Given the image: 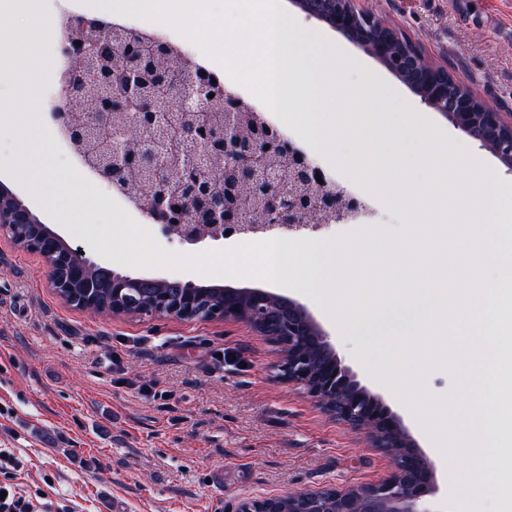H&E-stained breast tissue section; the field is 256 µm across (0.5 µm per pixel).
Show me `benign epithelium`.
<instances>
[{
	"mask_svg": "<svg viewBox=\"0 0 512 512\" xmlns=\"http://www.w3.org/2000/svg\"><path fill=\"white\" fill-rule=\"evenodd\" d=\"M309 16L327 20L340 34L378 59L421 102L448 117L467 137L512 169V114L498 111L461 86L448 102V70L420 51L391 56V38L369 40L371 15L355 0H342L327 16L314 0H297ZM66 63L54 124L83 164L108 188L132 202L151 224L182 244L220 240L257 230L309 229L348 222L368 213L366 202L340 189L287 136L266 125L245 127L240 99L210 74L175 53L164 40L131 30L117 38L98 19L67 21L59 28ZM224 111L205 112L210 98ZM27 212L0 197V235L46 256L53 241L33 247L18 229ZM98 264L49 265L52 288L90 281ZM143 278L112 273V314L134 296ZM148 316L187 322L224 321L264 327L262 335L288 338L276 378L303 388L325 412L366 434L390 459V475L377 484L302 490L243 499L237 512H432L425 498L435 490V466L401 417L361 386L336 356L330 336L294 299L261 289H226L224 303L201 312L194 294L171 302L155 281Z\"/></svg>",
	"mask_w": 512,
	"mask_h": 512,
	"instance_id": "7a95c632",
	"label": "benign epithelium"
}]
</instances>
